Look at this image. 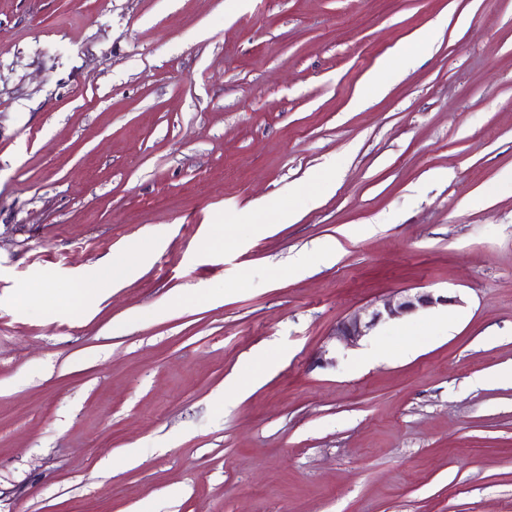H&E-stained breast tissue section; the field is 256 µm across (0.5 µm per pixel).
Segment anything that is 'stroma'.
Segmentation results:
<instances>
[{
  "label": "stroma",
  "instance_id": "35a3bbf8",
  "mask_svg": "<svg viewBox=\"0 0 512 512\" xmlns=\"http://www.w3.org/2000/svg\"><path fill=\"white\" fill-rule=\"evenodd\" d=\"M510 171L512 0H0V512H512ZM448 296L433 292H416L384 301L382 307L374 309L371 314L354 313L336 325V338L349 344L359 340L380 322L395 320L413 314L419 309L448 304ZM412 346L402 343L396 346L371 345L357 359V364L365 366L380 358L404 356L411 352Z\"/></svg>",
  "mask_w": 512,
  "mask_h": 512
}]
</instances>
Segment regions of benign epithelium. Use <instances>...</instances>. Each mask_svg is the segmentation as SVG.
<instances>
[{"label": "benign epithelium", "instance_id": "benign-epithelium-1", "mask_svg": "<svg viewBox=\"0 0 512 512\" xmlns=\"http://www.w3.org/2000/svg\"><path fill=\"white\" fill-rule=\"evenodd\" d=\"M448 303V298L433 292H417L384 301L371 314L354 313L336 325V338L353 343L368 333L381 321L395 320L416 311Z\"/></svg>", "mask_w": 512, "mask_h": 512}]
</instances>
